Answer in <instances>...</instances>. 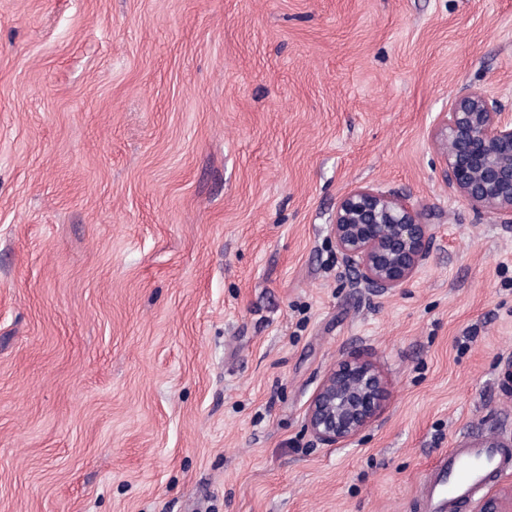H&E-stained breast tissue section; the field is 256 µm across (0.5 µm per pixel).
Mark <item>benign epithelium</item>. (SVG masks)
Segmentation results:
<instances>
[{
    "instance_id": "benign-epithelium-1",
    "label": "benign epithelium",
    "mask_w": 512,
    "mask_h": 512,
    "mask_svg": "<svg viewBox=\"0 0 512 512\" xmlns=\"http://www.w3.org/2000/svg\"><path fill=\"white\" fill-rule=\"evenodd\" d=\"M448 185L471 207L512 224V113L485 91L464 87L431 133ZM355 283L375 294L405 287L437 249L425 213L409 195L372 187L340 198L331 224ZM386 381L373 362L338 359L313 395L306 429L326 446L347 443L380 418Z\"/></svg>"
}]
</instances>
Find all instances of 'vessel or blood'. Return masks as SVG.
Listing matches in <instances>:
<instances>
[{
  "instance_id": "1",
  "label": "vessel or blood",
  "mask_w": 512,
  "mask_h": 512,
  "mask_svg": "<svg viewBox=\"0 0 512 512\" xmlns=\"http://www.w3.org/2000/svg\"><path fill=\"white\" fill-rule=\"evenodd\" d=\"M512 468V450L457 443L444 454L421 488L429 512H454Z\"/></svg>"
}]
</instances>
